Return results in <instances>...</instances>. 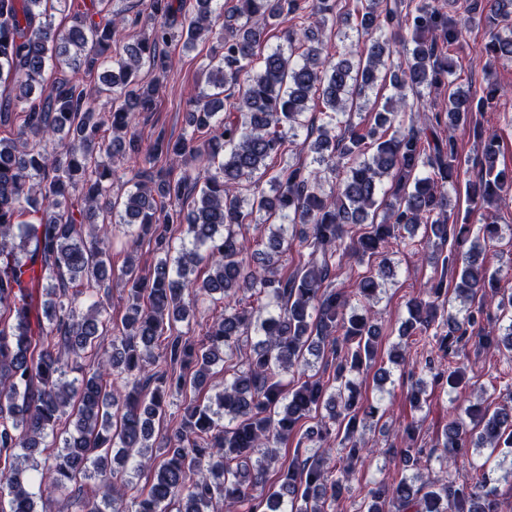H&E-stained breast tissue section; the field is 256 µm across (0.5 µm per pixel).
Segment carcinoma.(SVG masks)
Returning a JSON list of instances; mask_svg holds the SVG:
<instances>
[{
	"label": "carcinoma",
	"mask_w": 512,
	"mask_h": 512,
	"mask_svg": "<svg viewBox=\"0 0 512 512\" xmlns=\"http://www.w3.org/2000/svg\"><path fill=\"white\" fill-rule=\"evenodd\" d=\"M55 2L69 0H0V125L22 114L0 138V512H38L89 482L103 491L77 499L79 512H336L373 454L358 425L380 402L356 376L380 356L374 301L391 274L382 260L346 293L332 284L343 261L382 258L424 228V258L441 271L409 299L398 331L424 339L427 378L409 393L413 408L429 388L460 398L467 345L512 350V294L487 262L512 176L498 164V135L478 120L502 90L457 86L450 54L477 26L489 60H512V0H356L357 55L325 50L343 0H235L227 15L222 0H138L132 18L113 0H90L66 28L49 19ZM129 25L142 26L132 43ZM273 26L288 49L263 53ZM203 36L211 64L207 87L186 101L191 133L142 145L132 124L155 108L167 46ZM145 59L149 80L139 76ZM383 73L393 93L372 122H354ZM425 89L443 94L445 109L422 121ZM467 125L481 158L463 180L454 131ZM302 130L301 152L313 157L272 170L267 160ZM106 157L132 163L121 203ZM461 184L475 222L448 199ZM259 216L267 237L239 236ZM112 223L135 228L133 243L157 255L145 275L128 252L118 324ZM294 246L298 264L285 275L278 263ZM450 280L463 302L455 313ZM494 302L499 338L484 326ZM205 303L221 313L197 334ZM326 355L332 378L307 374L309 357ZM219 363L231 377L211 396ZM416 430L407 424L409 445L387 449L400 478L369 487L359 512H501L484 466L462 481L424 471L471 448L512 456V387L492 412L480 401L455 407L432 451L417 447ZM292 438L306 457L276 468L271 483L277 448ZM128 465L152 474L136 494Z\"/></svg>",
	"instance_id": "obj_1"
}]
</instances>
